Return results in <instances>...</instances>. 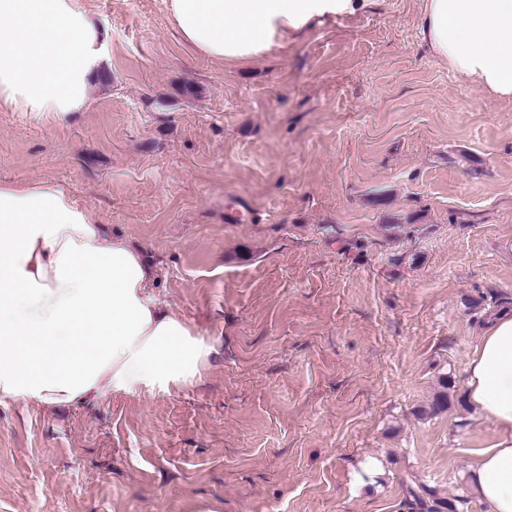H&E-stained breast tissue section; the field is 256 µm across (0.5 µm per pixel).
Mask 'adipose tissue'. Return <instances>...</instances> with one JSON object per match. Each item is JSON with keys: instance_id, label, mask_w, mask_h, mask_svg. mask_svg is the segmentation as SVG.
I'll use <instances>...</instances> for the list:
<instances>
[{"instance_id": "ef3b65f1", "label": "adipose tissue", "mask_w": 512, "mask_h": 512, "mask_svg": "<svg viewBox=\"0 0 512 512\" xmlns=\"http://www.w3.org/2000/svg\"><path fill=\"white\" fill-rule=\"evenodd\" d=\"M369 0H167L195 54L257 60ZM428 51L472 87L512 100V0H425ZM99 29L77 0H0V108L56 119L86 105ZM128 239L52 182H0V404L43 409L170 395L215 353L154 292ZM466 395L495 430L467 473L490 512H512V315L474 343Z\"/></svg>"}]
</instances>
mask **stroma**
Here are the masks:
<instances>
[{
	"label": "stroma",
	"instance_id": "35a3bbf8",
	"mask_svg": "<svg viewBox=\"0 0 512 512\" xmlns=\"http://www.w3.org/2000/svg\"><path fill=\"white\" fill-rule=\"evenodd\" d=\"M84 3L102 35L88 102L1 108L0 180L91 205L217 353L171 396L0 404V512L467 494L494 436L468 354L512 312V101L427 52L424 0H375L243 66L190 53L164 0Z\"/></svg>",
	"mask_w": 512,
	"mask_h": 512
}]
</instances>
